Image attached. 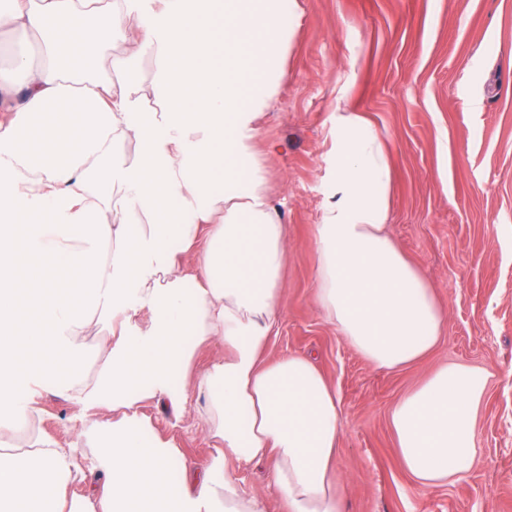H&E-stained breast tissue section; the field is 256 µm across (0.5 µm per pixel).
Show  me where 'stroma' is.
Masks as SVG:
<instances>
[{
    "mask_svg": "<svg viewBox=\"0 0 512 512\" xmlns=\"http://www.w3.org/2000/svg\"><path fill=\"white\" fill-rule=\"evenodd\" d=\"M283 76L261 109L257 148L271 208L287 230L284 312L263 355L307 356L342 401L337 477L345 512H512V0H293ZM365 116L393 168L388 222L396 246L448 321L421 361L380 368L336 331L315 301L313 228L329 200L336 109ZM490 373L476 422L478 450L460 480L419 487L404 469L391 407L443 363ZM30 439L51 437L96 455L87 435L111 411H80L40 391ZM153 403L148 437L172 441L179 468L211 458L193 418ZM241 487L282 512L269 462L226 460Z\"/></svg>",
    "mask_w": 512,
    "mask_h": 512,
    "instance_id": "35a3bbf8",
    "label": "stroma"
}]
</instances>
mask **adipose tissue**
Segmentation results:
<instances>
[{
	"label": "adipose tissue",
	"mask_w": 512,
	"mask_h": 512,
	"mask_svg": "<svg viewBox=\"0 0 512 512\" xmlns=\"http://www.w3.org/2000/svg\"><path fill=\"white\" fill-rule=\"evenodd\" d=\"M283 0H0V36L34 39L0 67V436L24 431L51 388L119 420L90 437L102 493L67 498L71 449L50 440L0 458V512H264L224 461H273L286 512H344L334 472L342 405L311 359L261 356L282 316L286 233L255 149L272 91ZM135 30L129 51L114 41ZM153 55L152 99L133 89ZM135 137L126 162L120 140ZM330 201L314 226L316 301L370 363L423 358L445 314L387 231L392 167L358 112L335 118ZM191 260L182 272L180 255ZM110 325L94 373L77 338ZM226 356L195 372L197 351ZM486 376L445 364L390 411L424 488L476 456ZM217 455L194 488L176 445L148 440L143 402L182 418L193 390Z\"/></svg>",
	"instance_id": "1"
}]
</instances>
